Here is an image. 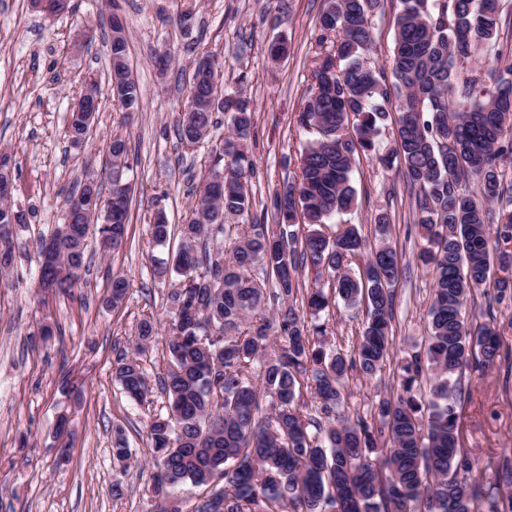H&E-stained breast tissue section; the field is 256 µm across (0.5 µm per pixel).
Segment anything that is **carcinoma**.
<instances>
[{"mask_svg": "<svg viewBox=\"0 0 512 512\" xmlns=\"http://www.w3.org/2000/svg\"><path fill=\"white\" fill-rule=\"evenodd\" d=\"M392 78L367 58L371 17L381 0H325L312 78L298 116L313 135L300 157V175L277 194L275 222H258L236 234L230 254L218 260L210 245L236 228L233 221L256 205L248 176L256 167L248 151L254 111L248 102L224 98L230 133L215 166L224 172L221 193L200 184L198 209L173 229L154 217V243L179 238L171 261L155 275H175L167 293L174 322L165 333L168 369L160 380L167 399L148 429L158 470L152 475L157 512H512V491L486 485L478 459L464 450L458 404L460 378L471 361L484 369L502 352L495 306L512 301V195L503 197L505 169L512 170V63L496 49L503 0H400ZM494 53L489 80L461 79L480 51ZM129 59L124 35L110 43L111 76ZM209 68L189 81V96L210 94ZM401 115L395 146L378 156L400 165L418 190V224L432 264L433 287L425 354L400 365L399 391L378 401L371 420L336 414L345 380L357 367L374 376L391 357L394 286L399 262L389 239L387 215L375 217L379 244L370 246L354 225L322 230L356 201V157L377 153L389 103ZM214 112L179 115L177 133L190 146L207 141ZM129 157L120 135L106 144L104 163ZM476 179L479 194L465 192ZM131 187L112 182V204L128 215ZM54 230L63 262L73 268L64 291L85 268L87 241ZM104 253L120 247L128 223L96 220ZM13 225L0 223V273L11 269ZM363 260L355 273L351 261ZM314 284L297 303L299 270ZM331 279L333 295L318 284ZM493 283L497 291L476 329L465 319L474 292ZM366 306L367 319L355 358L326 348L327 327L315 323L330 297ZM285 345L268 356L269 304ZM153 318L136 325L134 354L117 359L113 377L136 403L151 396L139 359L160 335ZM431 380L423 399L421 382ZM311 384L315 404L300 403ZM269 412L262 413L261 401ZM112 455L131 458L124 430L115 429ZM206 488L188 511L167 489L184 481Z\"/></svg>", "mask_w": 512, "mask_h": 512, "instance_id": "carcinoma-1", "label": "carcinoma"}]
</instances>
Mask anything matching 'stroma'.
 <instances>
[{
	"label": "stroma",
	"mask_w": 512,
	"mask_h": 512,
	"mask_svg": "<svg viewBox=\"0 0 512 512\" xmlns=\"http://www.w3.org/2000/svg\"><path fill=\"white\" fill-rule=\"evenodd\" d=\"M70 0L69 9L49 16L32 0H0V150L12 156L14 202L33 210L14 235V264L0 276V512H151L149 489L154 457L147 428L166 401L128 400L112 376L117 358L130 352L135 327L151 315L169 326L168 280L155 276L152 260L167 257L177 243L159 248L150 222L162 203L170 223L191 216V193L214 164L212 148L228 133L219 122L210 141L182 144L176 119L189 93L193 61L210 57L225 91H244L254 106L256 162L251 178L262 216L283 185L297 180L308 133L297 118L312 83L321 33L323 0ZM124 18L130 64L141 88L142 109L127 112L107 81L108 51L102 37L80 43L77 32L105 25L110 12ZM399 0H384L372 19L371 62L390 70ZM291 47L271 64L268 49L279 38ZM95 75L101 97L97 122L82 148L67 129L70 107ZM130 145L123 180L131 188L128 239L102 253L90 244L91 261L66 296L38 290L36 241L63 219V203L84 179L86 162L102 163L113 135ZM357 201L337 216L366 238L374 218L385 213L390 241L401 256L394 288L393 359L375 376L351 370L342 415L368 418L378 401L397 391L401 360L422 351L433 284L430 266L419 258L424 244L416 221V193L400 169L359 157ZM129 289L123 303L109 301L113 278ZM366 320V308L337 304L327 317L330 342L346 356ZM459 408L463 447L486 465L487 482L497 479V460L512 449V371L505 364L466 369ZM123 427L132 464L112 460V430ZM121 495H113V483Z\"/></svg>",
	"instance_id": "obj_1"
}]
</instances>
